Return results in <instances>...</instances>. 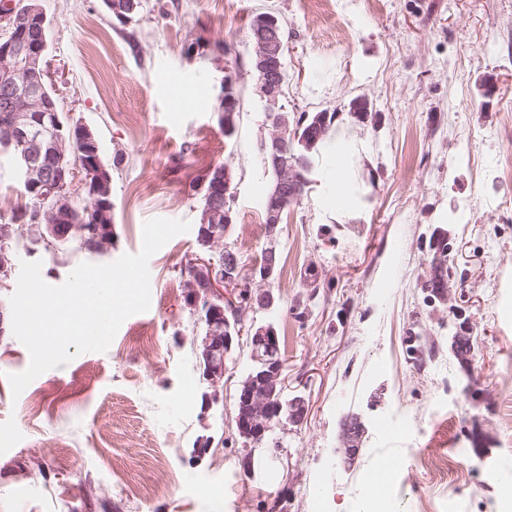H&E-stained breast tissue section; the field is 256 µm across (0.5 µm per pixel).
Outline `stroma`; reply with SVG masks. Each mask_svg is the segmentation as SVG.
Here are the masks:
<instances>
[{
	"instance_id": "obj_1",
	"label": "stroma",
	"mask_w": 512,
	"mask_h": 512,
	"mask_svg": "<svg viewBox=\"0 0 512 512\" xmlns=\"http://www.w3.org/2000/svg\"><path fill=\"white\" fill-rule=\"evenodd\" d=\"M63 115L98 136L112 174V244L90 254L19 248L51 285L80 263L142 246L152 218L189 221L149 260L151 307L105 352L76 355L13 395L30 363L0 335V512H362L357 478L399 470L398 512H502L512 473V0H141L122 25L103 0H40ZM267 11L287 35L283 103L335 113L347 160H311L310 184L276 242L265 236L269 179L249 25ZM241 89L236 128L216 107L225 76ZM229 166L236 196L226 238L246 269L275 246V322L302 426L275 428L272 469L248 476L233 425L249 349L207 391L203 335L181 270L199 251L191 185ZM448 234L445 301L423 284L436 228ZM473 337L462 366L448 338ZM425 342L424 355L411 354ZM149 355H142L141 346ZM366 425L359 457L336 454L343 417ZM440 439L446 468L419 456ZM216 485L201 493V480Z\"/></svg>"
}]
</instances>
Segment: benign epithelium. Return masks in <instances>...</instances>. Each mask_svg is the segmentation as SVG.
<instances>
[{
  "mask_svg": "<svg viewBox=\"0 0 512 512\" xmlns=\"http://www.w3.org/2000/svg\"><path fill=\"white\" fill-rule=\"evenodd\" d=\"M251 46L253 65L258 72L256 90L267 129V135L260 142V151L264 164L272 165L277 173V180L263 202L265 234L270 243L264 252L263 267L257 272L263 286L256 290L251 301L252 309L268 311L275 303L270 284L279 269L275 241L280 212L288 201H298L295 188L308 182V178L300 163L286 156L282 148L289 130V124L282 116L286 111L282 103L286 83L285 43L283 26L275 15L269 12L254 15ZM48 49L44 27L34 38L18 34L0 47L1 60H17L14 66L0 70V111L10 113L3 129L8 134V144L15 143L22 148L20 167L23 176L43 200L50 202L56 223L66 224L75 196L64 195L62 190L78 176L86 186L90 185L91 178L97 184L109 181L111 177L100 161L96 134L82 123L75 124L83 137L81 161L65 166L52 158V155L63 151L66 142L64 125L54 108L45 104L40 88L32 80L35 74L47 75ZM238 105L236 82L232 78L227 79L218 108L224 113V131L227 133L235 128ZM48 132L52 134L50 139L46 137ZM234 199L233 175L226 167L224 177L213 183L208 205L209 215L216 219L224 217V227L204 224L201 226L202 235L213 239L221 230L229 233L233 224ZM193 265L209 272L204 294L196 296V301L204 305L209 317V336L203 341L208 368L202 377L211 385H216L224 377L237 340L243 333H248L251 364L235 391L234 423L239 436L249 446L257 448L263 444L265 433L272 428L303 423L308 411L306 399L299 395L282 399L288 386L275 324L268 321L258 326L254 324L248 331L243 328L244 316L240 314L238 303L241 291L239 261L231 247L224 245V265L220 267L206 252L196 255ZM471 343L469 336L450 338V350L462 364L471 361ZM365 433L366 426L360 416L344 421L340 448L337 449L344 465L349 467L358 458Z\"/></svg>",
  "mask_w": 512,
  "mask_h": 512,
  "instance_id": "benign-epithelium-1",
  "label": "benign epithelium"
}]
</instances>
